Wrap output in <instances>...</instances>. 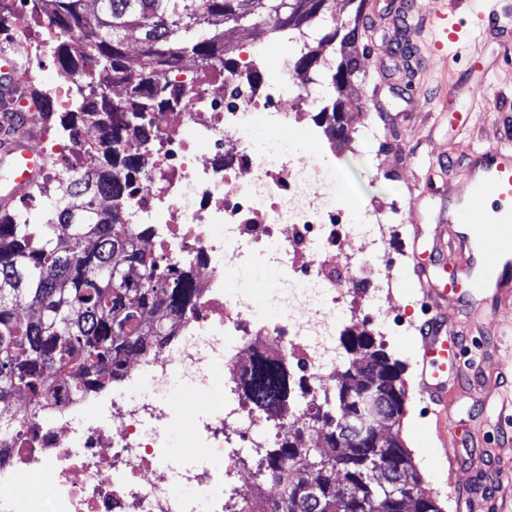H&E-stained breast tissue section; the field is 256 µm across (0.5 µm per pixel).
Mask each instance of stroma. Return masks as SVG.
Wrapping results in <instances>:
<instances>
[{
    "instance_id": "1",
    "label": "stroma",
    "mask_w": 512,
    "mask_h": 512,
    "mask_svg": "<svg viewBox=\"0 0 512 512\" xmlns=\"http://www.w3.org/2000/svg\"><path fill=\"white\" fill-rule=\"evenodd\" d=\"M469 2L446 0L448 22L464 39L453 57L429 46L433 0H418L403 28L392 22L401 0L364 2L361 72L350 85L364 108L336 144L334 175L345 202L400 206L382 264L394 277L386 308L404 326L380 335L378 322L360 306L342 313L336 332L376 336L390 359L403 366L405 416L415 421L408 448L444 512H512V386L498 377L502 366L512 364V290L469 303L452 299L444 307L449 332L471 338L463 368L467 380L453 389L447 423H438L422 399L415 352L417 327L425 320L415 260L442 255L449 265L462 263L461 252L441 250L457 235L448 222V201L467 183L462 161L512 127V59L500 55L498 37L488 33V20L474 15ZM493 97L494 108L487 104ZM366 125L386 130L391 147L382 160L371 159L358 141ZM446 447L458 456L456 470L440 460Z\"/></svg>"
}]
</instances>
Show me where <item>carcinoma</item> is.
<instances>
[{"mask_svg":"<svg viewBox=\"0 0 512 512\" xmlns=\"http://www.w3.org/2000/svg\"><path fill=\"white\" fill-rule=\"evenodd\" d=\"M46 14L56 35L62 71L79 67L86 79L73 85L72 109L61 122L68 132L94 131L89 161L71 176L69 188L52 196L53 218L22 224L17 214L0 218V401L23 391L37 401L65 377L72 391L104 389L123 364V356L146 349V339L167 336L155 313L178 312L192 296L188 279L168 287L172 271L139 245L140 234L123 224L117 210L104 209L103 197L118 198L131 186L141 159L131 157L127 141L146 134L150 114L169 106L179 90L167 78L173 63L190 56L202 63L224 62L236 53L235 28L272 25L333 47L326 61L307 49L297 73L325 79L332 88L322 115L345 137V122L362 103L344 88L359 72L357 4L343 34L328 19V0H23ZM140 35L138 54L126 49V36ZM354 349L367 359L361 374L386 379L381 411L395 421L403 413L406 384L401 367L375 349L372 336H354ZM320 403L309 404V426L340 430L308 448L305 434L288 431L262 464L263 480L279 489L269 512H398L375 479V467L398 485L420 509L443 512L437 496L421 487L411 453L397 437L370 447L352 429L339 426L357 414L347 401L348 378ZM246 399L259 411L281 417L295 408L289 370L262 360L245 384Z\"/></svg>","mask_w":512,"mask_h":512,"instance_id":"carcinoma-1","label":"carcinoma"}]
</instances>
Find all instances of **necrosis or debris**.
<instances>
[{"label":"necrosis or debris","mask_w":512,"mask_h":512,"mask_svg":"<svg viewBox=\"0 0 512 512\" xmlns=\"http://www.w3.org/2000/svg\"><path fill=\"white\" fill-rule=\"evenodd\" d=\"M0 18L6 44L26 62L23 79L39 80L53 55L48 20L21 0H0ZM302 50L272 33L244 41L234 68L173 69L180 98L152 114L148 142L128 143L146 162L117 206L163 267L190 278L194 297L168 317L164 343L125 361L110 391L78 396L59 385L39 405L24 395L0 402V512H196L187 487L211 512H234L245 498L259 504L257 471L292 421L244 401L255 360L295 361L304 378L327 386L342 357L336 310L347 301L336 249L356 225L373 224L349 265L373 267L385 254L383 206L341 204L329 191L308 124L319 87L295 71ZM294 124L310 146L301 156L262 157L244 135L251 127L286 134ZM253 262L279 275L269 290L275 318L258 319L252 289L236 285ZM175 380L189 389L178 405L169 398ZM145 387L151 399H138ZM175 427L200 457L168 452ZM210 454L223 456L222 469L209 466ZM23 474L48 482L36 493L20 484Z\"/></svg>","instance_id":"necrosis-or-debris-1"}]
</instances>
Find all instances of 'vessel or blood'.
Masks as SVG:
<instances>
[{
    "mask_svg": "<svg viewBox=\"0 0 512 512\" xmlns=\"http://www.w3.org/2000/svg\"><path fill=\"white\" fill-rule=\"evenodd\" d=\"M437 24L432 43L441 51L456 54L458 41L448 29L445 0H434ZM19 63L10 52L0 48V155L10 160V179L0 191V211L9 210L42 176L46 157L33 142L39 134L28 122H15L23 108H37L16 75ZM469 178L462 194L448 205V221L463 224L467 233L457 238L460 250L469 255L466 266L453 269L450 285L430 281L428 266L416 268L419 278L428 279L425 291L427 319L422 325L419 343L420 393L435 408L438 419L448 417L449 384L458 379L464 353L462 338L446 337L442 307L449 297L468 300L472 295L498 292L503 278L497 269H512V138L474 149L467 157Z\"/></svg>",
    "mask_w": 512,
    "mask_h": 512,
    "instance_id": "obj_1",
    "label": "vessel or blood"
}]
</instances>
